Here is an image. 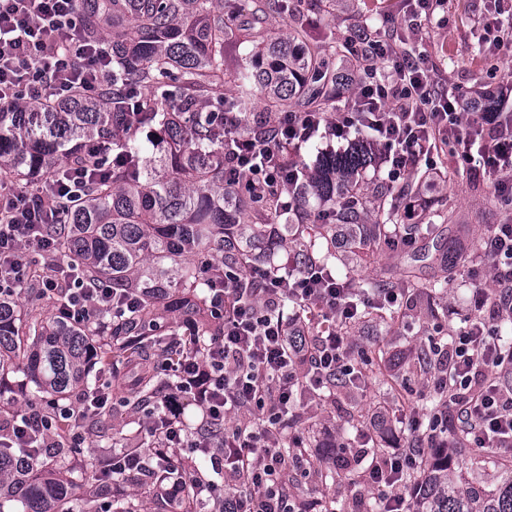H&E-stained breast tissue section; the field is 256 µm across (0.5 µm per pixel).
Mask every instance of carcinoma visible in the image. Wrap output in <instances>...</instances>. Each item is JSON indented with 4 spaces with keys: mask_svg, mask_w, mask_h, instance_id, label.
<instances>
[{
    "mask_svg": "<svg viewBox=\"0 0 512 512\" xmlns=\"http://www.w3.org/2000/svg\"><path fill=\"white\" fill-rule=\"evenodd\" d=\"M269 4L264 0H78L79 36L103 48L112 78L102 94L88 97L76 87L61 100L45 96L22 101L14 112H0V182L47 176L64 165H103L89 144L124 143L126 158L91 179L80 196L62 201L61 222L47 224L55 253L73 277L87 286L109 282L117 296L133 300L119 311L102 309L96 318L75 324L63 318V300L52 310L21 311L19 297L0 296V422L19 414L23 402L39 419L58 426L46 402L67 401L112 377V388L125 398V410L139 414L153 407L162 377L156 358L203 356L217 324L209 316V288L216 276L245 273L264 261L272 275L289 279L307 271L333 277L343 268L336 246V225L355 232L354 240L383 246L400 231L395 210L387 207L390 189L372 196L361 193L358 175L368 149L360 141L344 154L323 156L309 169L300 207L310 200H329L332 222L293 224L302 247L291 258L279 256L282 245L266 250L267 221L287 215L288 196L270 191L254 196L227 182L224 171V115L253 113L257 101L273 112L288 103L305 112H321L342 98L347 76L334 69L330 56L303 40L300 20L295 34L270 37L254 46L236 70L224 69V45L240 19L243 41L253 37L257 21ZM232 84L226 98L216 90ZM154 130L165 147L144 158L131 143L136 128ZM219 255L212 273L199 255ZM401 268L413 294L433 295L454 281L448 249L435 239L432 249L406 254ZM437 264L440 279L424 283L416 263ZM393 284L383 273L359 285L360 292L382 296ZM190 315L197 332L190 338L174 329L161 338L150 326L164 313ZM315 335L333 325L302 312ZM175 385L177 377L166 381ZM313 394L307 380L295 388L296 406L286 418L293 428L307 423L300 410ZM116 429L112 444L142 459L143 467L112 476V455L87 471L77 464L78 449L60 438V447L10 448L0 445V512H140L145 499L155 512L168 503L155 494L156 478L184 487L181 512H200L197 489L213 479L195 462L165 460L164 436L147 439ZM285 458L302 457L325 484L349 476L351 468L332 465L307 454L301 446L283 443ZM415 491L413 512H512V458L498 463L491 483L476 481L434 458L418 462L403 474ZM132 492L116 496L112 486Z\"/></svg>",
    "mask_w": 512,
    "mask_h": 512,
    "instance_id": "cac0c4a2",
    "label": "carcinoma"
}]
</instances>
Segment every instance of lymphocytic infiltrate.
<instances>
[{
  "label": "lymphocytic infiltrate",
  "mask_w": 512,
  "mask_h": 512,
  "mask_svg": "<svg viewBox=\"0 0 512 512\" xmlns=\"http://www.w3.org/2000/svg\"><path fill=\"white\" fill-rule=\"evenodd\" d=\"M75 13V0H0L1 108H14L20 96L40 98L47 84L59 97L76 87L98 95L104 66L96 51L77 39ZM349 43L361 65L350 104L318 114L280 113L268 118L270 134L260 140L241 134V118L225 122L224 160L231 179L251 176L259 195L292 189L305 179L304 168L291 159L297 147L316 138L325 146H350L365 133L376 165L394 184L430 165L440 144L477 139L482 159L463 152L458 165L490 180L499 200L512 207V92L492 86L468 99L440 88L426 58L402 50L393 30L374 39L356 34ZM87 180L86 170L74 167L63 178L47 179L39 196L0 192V290L23 288L28 270L19 252L26 245L49 262L44 291L58 288L64 269L52 262L51 242L34 228L53 223L58 199L78 194ZM481 249L493 276L472 291L470 305L480 317L461 327L449 346L434 351L454 386L445 407L430 419L432 448L448 447L444 434L455 423L465 447H512V389L492 374L512 365V350H501L497 327L498 320L512 317V222L489 225ZM249 275L264 283L255 302L243 298L236 277L214 281L210 313L223 318V330L212 337L207 354L174 364L182 382L160 397L149 414V429L163 433L174 453L207 454L218 478L206 486L205 501L223 504L226 512H301L279 489L286 463L271 423L290 405L302 376L314 374L320 385L329 375L346 372V338L333 331L310 342L302 323L285 319L283 301L329 310L342 323L351 321L356 309L348 286L324 283L313 272L287 283L266 278L259 267ZM112 304L109 286L91 288L75 280L62 315L82 323ZM242 408L258 412L257 422L229 424L228 415ZM370 460L368 482L379 494L381 512H411L398 487L401 474L417 463L414 449Z\"/></svg>",
  "instance_id": "1"
}]
</instances>
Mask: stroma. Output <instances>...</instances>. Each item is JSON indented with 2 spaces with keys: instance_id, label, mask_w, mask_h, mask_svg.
<instances>
[{
  "instance_id": "35a3bbf8",
  "label": "stroma",
  "mask_w": 512,
  "mask_h": 512,
  "mask_svg": "<svg viewBox=\"0 0 512 512\" xmlns=\"http://www.w3.org/2000/svg\"><path fill=\"white\" fill-rule=\"evenodd\" d=\"M386 6V11L376 12L370 0H323L318 6L313 0L300 3L309 41L324 47L336 40L347 41L356 29L359 14L374 13L377 28L383 29L401 23L410 8L408 0H386ZM493 24L512 26V0H498L494 5L489 0H448L444 18L425 21L421 32L409 36L408 41L415 52L424 53L434 65L440 83L468 94L485 85H496L512 69V57L495 60L490 66L483 62L478 37ZM437 168L435 185L426 184L423 172H415V192L394 194L392 203L399 210L414 204L415 223L437 225L444 241L465 243L468 254L462 257L454 283L443 294L432 299L413 297L400 308H375L368 318L348 324L345 334L352 364L369 360L378 372L338 392L333 399L307 402L305 410L312 427L295 429L294 434L313 454L324 455L341 445L364 447L362 434L380 411L387 418L380 443L390 452L408 445L413 419L425 417L428 401L436 390L435 373L421 374L419 360L431 343H449L462 319L471 312V283L477 274L473 256L479 251L484 229L512 220V210L501 205L490 181L463 174L449 155L438 160ZM401 264L400 251H375L362 246L348 264L349 277L357 285ZM389 383L398 389L397 399L386 395ZM371 494L363 478L325 486L311 474L299 478L296 498L303 503L329 498L341 506Z\"/></svg>"
}]
</instances>
